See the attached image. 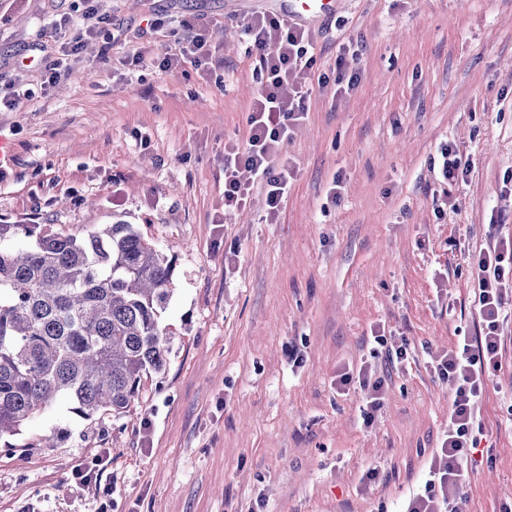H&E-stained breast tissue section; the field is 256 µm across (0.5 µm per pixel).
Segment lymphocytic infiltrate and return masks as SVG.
I'll use <instances>...</instances> for the list:
<instances>
[{"mask_svg":"<svg viewBox=\"0 0 512 512\" xmlns=\"http://www.w3.org/2000/svg\"><path fill=\"white\" fill-rule=\"evenodd\" d=\"M84 26L62 43L56 59L45 71V85H54L83 42L94 36L101 24L93 8H86ZM187 35L178 53L156 58L160 71L183 64H214L218 58L200 26L186 23ZM254 51V72L260 83L248 107V135L244 145L224 150V209L244 207L254 184L266 190L269 215L279 213L288 198L291 170L281 158V149L303 119L311 82H335L338 92L354 88L356 75L337 70L335 78L318 73L317 58L304 29L287 19L257 14L242 25ZM472 298L481 328L478 336H462L448 352L437 358L434 371L452 382L454 396L448 408L449 428L433 454L426 479L406 501L402 512H460L458 499L469 480L468 462L477 452L484 433L478 416V400L487 380L501 367V331L505 305L512 298V235L498 237L479 252L474 262ZM358 383L367 391L364 421H372L383 403L384 381L371 367L360 366L339 374L336 385Z\"/></svg>","mask_w":512,"mask_h":512,"instance_id":"1","label":"lymphocytic infiltrate"}]
</instances>
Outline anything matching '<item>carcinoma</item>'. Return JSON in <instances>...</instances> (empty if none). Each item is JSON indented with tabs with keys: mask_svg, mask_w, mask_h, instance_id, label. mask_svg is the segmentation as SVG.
<instances>
[{
	"mask_svg": "<svg viewBox=\"0 0 512 512\" xmlns=\"http://www.w3.org/2000/svg\"><path fill=\"white\" fill-rule=\"evenodd\" d=\"M172 274L132 224L0 223V440L58 404L90 422L130 412L144 376L166 369Z\"/></svg>",
	"mask_w": 512,
	"mask_h": 512,
	"instance_id": "carcinoma-1",
	"label": "carcinoma"
}]
</instances>
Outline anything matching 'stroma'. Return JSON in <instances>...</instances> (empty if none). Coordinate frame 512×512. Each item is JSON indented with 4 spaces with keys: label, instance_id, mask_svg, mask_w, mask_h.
<instances>
[{
    "label": "stroma",
    "instance_id": "stroma-1",
    "mask_svg": "<svg viewBox=\"0 0 512 512\" xmlns=\"http://www.w3.org/2000/svg\"><path fill=\"white\" fill-rule=\"evenodd\" d=\"M254 2L95 0L100 34L46 89L54 22L79 27L84 0H0V95L21 99L0 107V221L122 220L174 268L165 372L125 416L60 405L0 444V512H399L448 429L452 386L431 362L477 333L471 257L512 234V0H342L309 39L329 74L352 45L359 80L312 88L274 220L259 188L224 210V148L244 144L258 89L241 30ZM185 20L223 69L131 64L175 50ZM447 142L470 164L452 185L433 168ZM375 331L408 360L371 358ZM502 354L464 512L512 503V319ZM364 364L385 381L368 425L365 391L336 389ZM54 429L65 440L42 446ZM78 462L100 463V484L71 480Z\"/></svg>",
    "mask_w": 512,
    "mask_h": 512
}]
</instances>
